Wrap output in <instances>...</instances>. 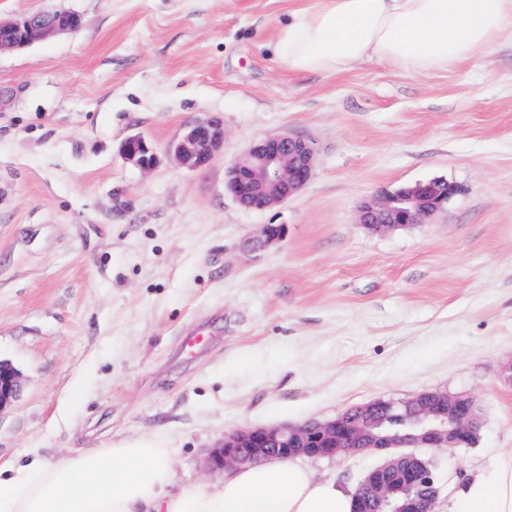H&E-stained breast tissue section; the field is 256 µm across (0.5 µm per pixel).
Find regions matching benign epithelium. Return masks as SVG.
Returning a JSON list of instances; mask_svg holds the SVG:
<instances>
[{
  "label": "benign epithelium",
  "mask_w": 512,
  "mask_h": 512,
  "mask_svg": "<svg viewBox=\"0 0 512 512\" xmlns=\"http://www.w3.org/2000/svg\"><path fill=\"white\" fill-rule=\"evenodd\" d=\"M81 26L78 14L52 10L16 20H0V52L21 50ZM224 148V124L218 117L188 126L167 150L168 156L190 169L205 167ZM121 155L142 169L160 162L157 152L141 135L128 137ZM316 149L309 139L283 133L264 138L227 169L226 186L244 208L262 211L286 203L313 177ZM456 192L443 179L404 185L382 199H370L359 208V223L387 231L420 224L439 211ZM286 235L282 225L266 224L251 241L264 249ZM20 373L8 361L0 360V411L16 397ZM475 417L474 401L464 395L440 391L416 394L405 403V412L391 414L380 400L347 410L333 419L303 424H283L236 430L224 436L209 458L212 470L251 463L261 458L302 455L329 460L353 452L385 456L367 481L355 492V512H385L383 506L397 501L391 512H435L438 491L432 473L417 465L413 448H459L467 445ZM405 462V482L418 489L398 498L401 488L386 474Z\"/></svg>",
  "instance_id": "1"
}]
</instances>
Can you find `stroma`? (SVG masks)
<instances>
[{
    "label": "stroma",
    "mask_w": 512,
    "mask_h": 512,
    "mask_svg": "<svg viewBox=\"0 0 512 512\" xmlns=\"http://www.w3.org/2000/svg\"><path fill=\"white\" fill-rule=\"evenodd\" d=\"M320 0H0L8 20L64 8L79 30L0 53V470L141 439L207 484L226 433L325 420L383 398L464 393L476 444L427 448L448 481L512 450V32L477 60L421 73L373 61L295 73L271 44ZM220 116L200 169L164 153ZM299 133L313 178L288 203L240 207L226 169ZM144 136V171L120 154ZM432 179L457 191L425 223L375 233L369 198ZM286 226L277 245L246 242ZM212 332L194 355L188 331ZM313 461L355 490L380 464ZM120 153L142 169H151L160 162L157 152L142 135L129 136L124 140ZM20 373L8 361L0 360V411L16 397Z\"/></svg>",
    "instance_id": "35a3bbf8"
}]
</instances>
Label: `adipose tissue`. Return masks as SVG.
Segmentation results:
<instances>
[{
    "mask_svg": "<svg viewBox=\"0 0 512 512\" xmlns=\"http://www.w3.org/2000/svg\"><path fill=\"white\" fill-rule=\"evenodd\" d=\"M508 29L512 0H324L292 14L274 55L293 72L338 74L370 61L421 72L476 59ZM453 502L455 512H512V451L456 484ZM0 512H354V499L300 456L179 486L171 449L142 440L32 460L0 477Z\"/></svg>",
    "mask_w": 512,
    "mask_h": 512,
    "instance_id": "adipose-tissue-1",
    "label": "adipose tissue"
}]
</instances>
